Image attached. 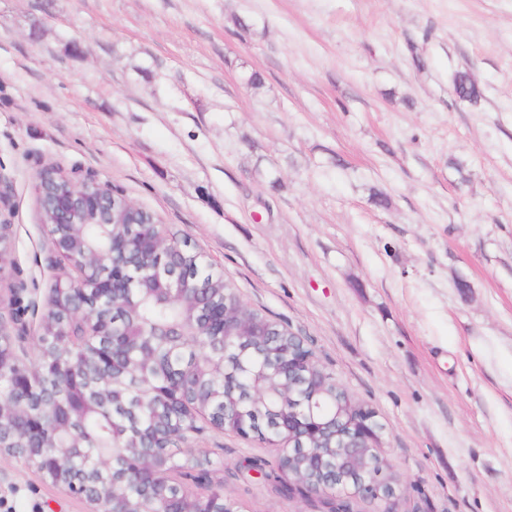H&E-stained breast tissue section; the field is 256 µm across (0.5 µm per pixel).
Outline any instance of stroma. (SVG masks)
Listing matches in <instances>:
<instances>
[{
	"instance_id": "35a3bbf8",
	"label": "stroma",
	"mask_w": 512,
	"mask_h": 512,
	"mask_svg": "<svg viewBox=\"0 0 512 512\" xmlns=\"http://www.w3.org/2000/svg\"><path fill=\"white\" fill-rule=\"evenodd\" d=\"M49 168L123 189L299 336L375 412L399 512H512V0H0V311L20 298L30 360ZM191 445L239 512H330L280 448ZM88 510L0 453V512ZM452 84L457 98L461 102L476 103L480 97L479 90L465 72H457L453 76Z\"/></svg>"
}]
</instances>
